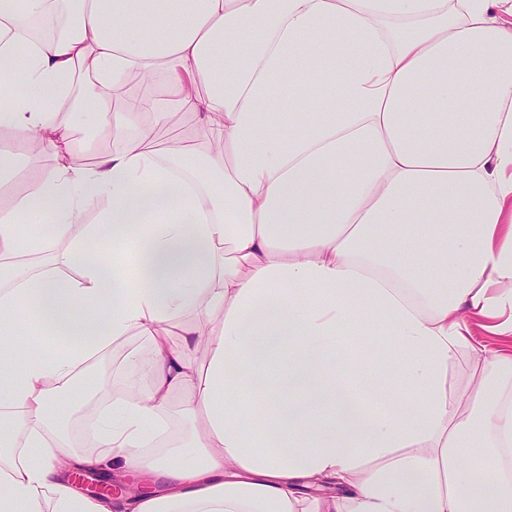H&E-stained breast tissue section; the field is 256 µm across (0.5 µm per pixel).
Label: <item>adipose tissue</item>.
<instances>
[{"label": "adipose tissue", "instance_id": "obj_1", "mask_svg": "<svg viewBox=\"0 0 512 512\" xmlns=\"http://www.w3.org/2000/svg\"><path fill=\"white\" fill-rule=\"evenodd\" d=\"M133 72L165 83L114 110ZM178 113L201 140L160 146ZM84 126L112 147L76 165ZM0 131L34 167L0 216V512H512V0H0ZM114 353L73 444L58 403ZM448 392L459 397L472 393V366L466 357L448 367Z\"/></svg>", "mask_w": 512, "mask_h": 512}]
</instances>
